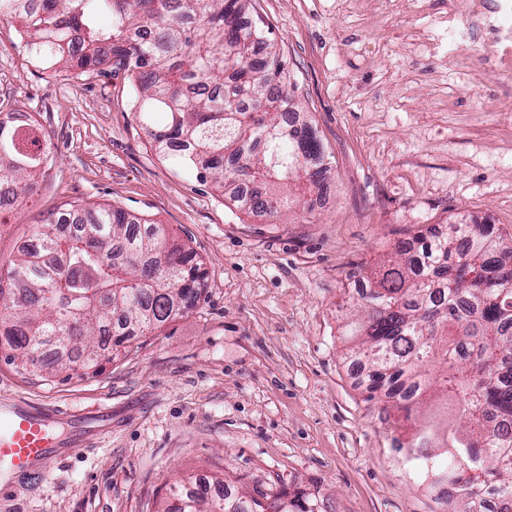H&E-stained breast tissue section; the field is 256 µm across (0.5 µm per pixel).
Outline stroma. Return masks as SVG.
<instances>
[{"label": "stroma", "instance_id": "35a3bbf8", "mask_svg": "<svg viewBox=\"0 0 512 512\" xmlns=\"http://www.w3.org/2000/svg\"><path fill=\"white\" fill-rule=\"evenodd\" d=\"M327 155L325 207L270 222L155 152L122 70L35 67L0 21V118L25 112L54 147L37 193L0 212V267L71 201L165 224L202 260L197 307L96 373L19 371L0 394L112 410V433L0 496V512H164L199 478L272 501L307 488L318 512H446L367 400L348 303L394 243L458 220L512 239V0H250Z\"/></svg>", "mask_w": 512, "mask_h": 512}]
</instances>
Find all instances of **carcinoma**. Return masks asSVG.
I'll return each instance as SVG.
<instances>
[{
  "label": "carcinoma",
  "instance_id": "carcinoma-1",
  "mask_svg": "<svg viewBox=\"0 0 512 512\" xmlns=\"http://www.w3.org/2000/svg\"><path fill=\"white\" fill-rule=\"evenodd\" d=\"M249 0H0V20L20 22L31 57L50 69L111 64L135 76L140 121L155 150L189 167L241 206L237 187L258 188L248 214L277 220L317 189L330 170L305 121L282 123L295 105L285 62L245 20ZM107 15L111 24L99 18ZM52 146L35 121L0 125V209L38 183ZM0 287V336L22 369L44 348L92 359L101 345L127 348L194 308L204 293L201 260L167 228L125 210L69 203L33 234ZM512 242L490 224L448 225L394 245L367 274L353 305L349 353L370 365L376 394L413 424L424 480L445 489L448 512H482L485 497L512 502ZM441 393L451 422L428 414ZM165 512H316L307 490L269 506L220 495L205 502L178 490Z\"/></svg>",
  "mask_w": 512,
  "mask_h": 512
}]
</instances>
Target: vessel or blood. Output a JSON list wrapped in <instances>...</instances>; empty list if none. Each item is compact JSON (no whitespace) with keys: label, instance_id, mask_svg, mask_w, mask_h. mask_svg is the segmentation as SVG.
<instances>
[{"label":"vessel or blood","instance_id":"vessel-or-blood-1","mask_svg":"<svg viewBox=\"0 0 512 512\" xmlns=\"http://www.w3.org/2000/svg\"><path fill=\"white\" fill-rule=\"evenodd\" d=\"M112 432V412L90 410L75 415L10 394L0 395V492L21 478L42 474L67 448Z\"/></svg>","mask_w":512,"mask_h":512}]
</instances>
